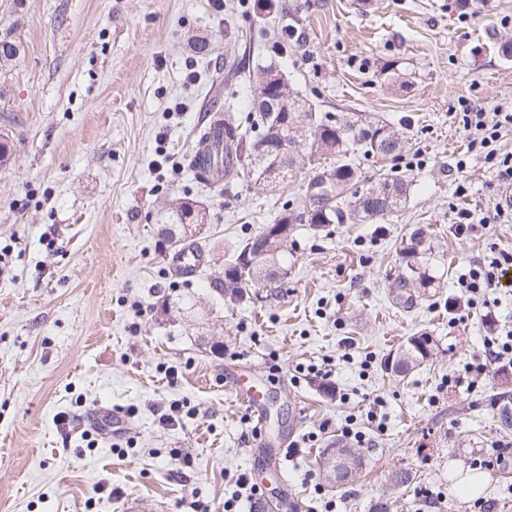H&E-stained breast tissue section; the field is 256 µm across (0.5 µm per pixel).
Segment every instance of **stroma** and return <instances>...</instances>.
Listing matches in <instances>:
<instances>
[{
	"label": "stroma",
	"mask_w": 512,
	"mask_h": 512,
	"mask_svg": "<svg viewBox=\"0 0 512 512\" xmlns=\"http://www.w3.org/2000/svg\"><path fill=\"white\" fill-rule=\"evenodd\" d=\"M20 53L0 67V512H120L124 497L165 512H224L239 474L265 477L262 441L291 434L294 453L270 489L277 512H512V430L489 345L512 339V274L457 304L458 282L512 253V220L495 216L512 178L470 152L462 106L512 112V0H0V34ZM209 50L197 51L199 42ZM275 65L321 115L383 121L403 150L360 165L359 188L410 180L377 224L296 225L288 274L231 303L213 288L245 237L271 223L305 182L273 193L247 179L203 184L190 160L203 110L246 117L249 71ZM170 161L156 168L159 150ZM206 208L201 270L184 277L163 235L169 200ZM471 229L455 230L460 213ZM422 230L434 296L394 302L397 251ZM191 297V312L164 302ZM430 359L406 378L386 371L408 337ZM315 365L324 377L305 378ZM267 385L268 427L235 396L229 372ZM179 405L178 423L162 414ZM385 429L367 425L370 407ZM119 408L123 430L89 416ZM366 434L362 477L328 484L323 452L349 420ZM504 455L490 468L489 455ZM414 482L393 486L397 469ZM482 472L478 493L451 486ZM432 502H425L424 493Z\"/></svg>",
	"instance_id": "1"
}]
</instances>
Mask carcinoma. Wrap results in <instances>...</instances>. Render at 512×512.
Returning <instances> with one entry per match:
<instances>
[{
	"instance_id": "obj_1",
	"label": "carcinoma",
	"mask_w": 512,
	"mask_h": 512,
	"mask_svg": "<svg viewBox=\"0 0 512 512\" xmlns=\"http://www.w3.org/2000/svg\"><path fill=\"white\" fill-rule=\"evenodd\" d=\"M19 45L9 34L0 38V65L14 60ZM254 94L253 115L247 125L227 117L224 138L209 145L210 174L199 179L216 183L221 176L231 183L239 176L248 177L262 191H273L295 182L304 170L313 169L320 160L332 159L336 166L318 173L314 182L332 180L341 186L340 194L352 191L351 216L359 223H372L397 211L406 200L408 182L397 176L379 179L363 191L356 184L357 154L380 157L401 149V135L391 125L378 122L356 128L346 120L339 125L313 111L279 71L265 66L248 74ZM310 207L301 212L285 207L266 227L245 238L239 249L224 263V280L215 282L216 290L230 302H240L251 289L277 284L287 274L288 238L296 224H307L319 231L342 217L333 205V197H308ZM207 213L196 201L184 197L168 204L170 227L204 224ZM425 250L423 232L415 231L401 243L399 256L405 267L396 279V298L411 302L435 287V279L412 263ZM432 337L411 336L387 360L386 368L404 378L433 355ZM500 429H512V391L502 390L497 397ZM324 478L345 484L356 480L361 458L350 448H338L323 460Z\"/></svg>"
}]
</instances>
